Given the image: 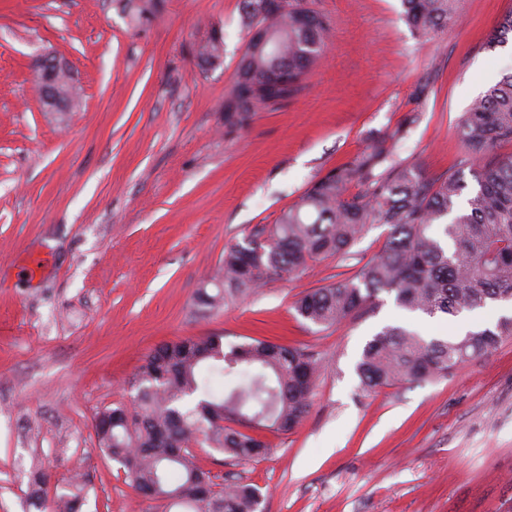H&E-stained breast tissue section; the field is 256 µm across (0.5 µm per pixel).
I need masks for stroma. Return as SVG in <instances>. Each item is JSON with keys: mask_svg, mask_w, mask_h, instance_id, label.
Masks as SVG:
<instances>
[{"mask_svg": "<svg viewBox=\"0 0 512 512\" xmlns=\"http://www.w3.org/2000/svg\"><path fill=\"white\" fill-rule=\"evenodd\" d=\"M127 0H0V512H36L32 465L53 507L81 477L80 512H164L97 444L96 414L130 404L158 345L223 336L274 339L322 364L308 413L268 434L263 460L197 461L215 483L258 488L263 512H507L512 507V339L444 378L365 395L355 364L387 326L448 336L452 321L380 296L368 315L325 328L297 315L301 292L374 257L372 225L349 253L300 277L200 309L224 257L276 222L311 181L419 119L398 155L442 174L466 149L472 102L512 73V43L489 35L512 0H463L448 30L422 39L401 0H307L329 22L321 63L288 101L224 123L246 38L240 0H160L131 24ZM224 35V63L198 44ZM65 57L83 93L66 119L43 111L37 63ZM431 92L415 101L417 83ZM196 58L201 66L217 68L223 64L224 37L221 31L213 29L207 39L196 49Z\"/></svg>", "mask_w": 512, "mask_h": 512, "instance_id": "1", "label": "stroma"}]
</instances>
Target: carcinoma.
<instances>
[{
    "mask_svg": "<svg viewBox=\"0 0 512 512\" xmlns=\"http://www.w3.org/2000/svg\"><path fill=\"white\" fill-rule=\"evenodd\" d=\"M403 19L422 38L454 22L461 0H401ZM248 40L236 80L224 98V124L243 127L252 114L288 100L321 59L328 25L305 0H282L271 15L266 0H241ZM512 39V13L496 25L489 44ZM201 66L223 64L224 37L216 29L196 49ZM409 114L394 136L376 140L349 162L313 180L276 223L255 230L249 241L224 250L197 305L216 309L247 295L269 278L297 277L310 260L346 255L372 224L389 232L380 252L354 275L300 294L297 314L330 328L377 308L379 294L413 314L456 317L491 302L512 301V154L485 161L495 146L512 144V74L490 87L459 118L456 131L467 157L454 172L429 174L395 153L393 137L416 123ZM474 165L476 187L460 203L462 168ZM358 192L353 193L351 189ZM512 337V317L463 336L425 337L386 326L367 342L356 364L361 392L399 382L441 378L466 361ZM209 360L256 369L246 386L224 396L194 399ZM318 358L302 347L267 339L224 352L222 337L189 338L154 349L134 378V409L124 404L95 417L98 447L125 470L143 496L183 512H258L261 494L236 481L219 491L196 461L202 441L238 464L266 457L271 445L255 434L264 427L286 435L305 418L316 381ZM194 407H189L191 400ZM83 486L72 483L60 496L78 512Z\"/></svg>",
    "mask_w": 512,
    "mask_h": 512,
    "instance_id": "obj_1",
    "label": "carcinoma"
}]
</instances>
